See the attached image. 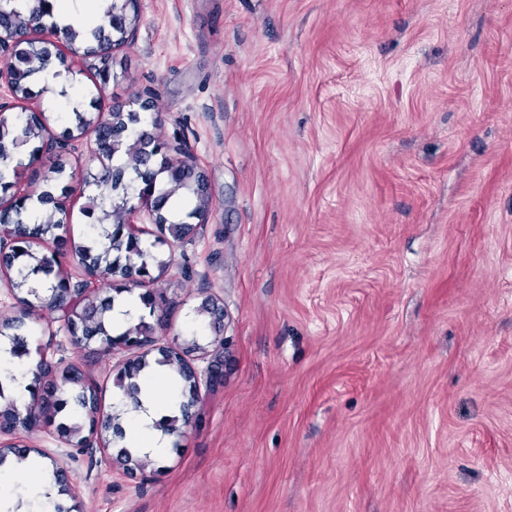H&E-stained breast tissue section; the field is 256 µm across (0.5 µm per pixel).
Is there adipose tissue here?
Here are the masks:
<instances>
[{"label":"adipose tissue","mask_w":512,"mask_h":512,"mask_svg":"<svg viewBox=\"0 0 512 512\" xmlns=\"http://www.w3.org/2000/svg\"><path fill=\"white\" fill-rule=\"evenodd\" d=\"M180 392V380L168 367L156 366L144 375L139 405L127 411L124 420V430L138 453L157 460L167 456L170 441L156 423L161 416L177 413ZM53 492L40 462L20 470L0 466V512H46Z\"/></svg>","instance_id":"1"}]
</instances>
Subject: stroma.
Wrapping results in <instances>:
<instances>
[{"label":"stroma","mask_w":512,"mask_h":512,"mask_svg":"<svg viewBox=\"0 0 512 512\" xmlns=\"http://www.w3.org/2000/svg\"><path fill=\"white\" fill-rule=\"evenodd\" d=\"M109 66L68 83L158 117L207 187L149 285L199 402L132 474L51 428L0 444L79 512H512V0H141ZM207 297L223 327L185 351ZM56 318L30 347L113 412L128 351Z\"/></svg>","instance_id":"obj_1"}]
</instances>
